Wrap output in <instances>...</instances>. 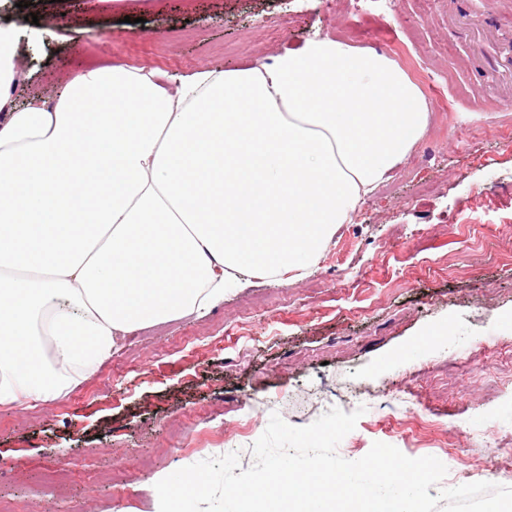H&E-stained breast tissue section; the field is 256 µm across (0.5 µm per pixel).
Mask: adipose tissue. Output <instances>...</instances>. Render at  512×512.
Wrapping results in <instances>:
<instances>
[{
	"label": "adipose tissue",
	"instance_id": "1",
	"mask_svg": "<svg viewBox=\"0 0 512 512\" xmlns=\"http://www.w3.org/2000/svg\"><path fill=\"white\" fill-rule=\"evenodd\" d=\"M0 25V404L61 396L118 336L207 314L254 276H308L424 136L384 54L321 37L167 84L97 67L22 97Z\"/></svg>",
	"mask_w": 512,
	"mask_h": 512
}]
</instances>
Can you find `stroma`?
I'll use <instances>...</instances> for the list:
<instances>
[{
	"label": "stroma",
	"mask_w": 512,
	"mask_h": 512,
	"mask_svg": "<svg viewBox=\"0 0 512 512\" xmlns=\"http://www.w3.org/2000/svg\"><path fill=\"white\" fill-rule=\"evenodd\" d=\"M0 16L32 42L25 93L93 64L165 77L258 64L315 36L383 53L422 89L428 130L341 225L313 272L256 277L205 317L118 337L49 403L0 405V500L19 512H154V478L239 452L271 413L311 424L362 409L338 454L373 443L434 456L456 486L496 467L512 485V71H494L512 0H31ZM53 38L36 37L39 25ZM446 328L428 346L423 334ZM203 416L196 428L186 420ZM70 474L65 493L50 476Z\"/></svg>",
	"instance_id": "obj_1"
}]
</instances>
